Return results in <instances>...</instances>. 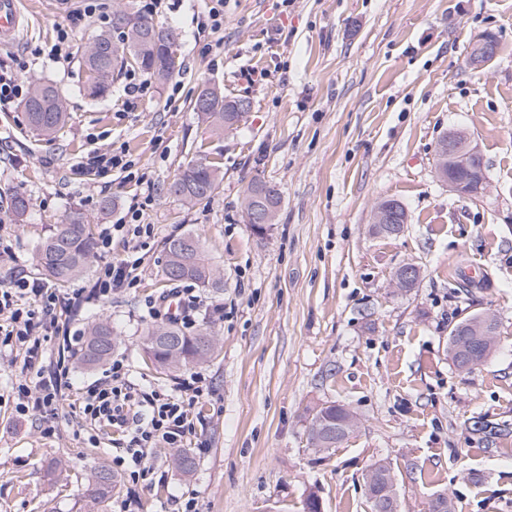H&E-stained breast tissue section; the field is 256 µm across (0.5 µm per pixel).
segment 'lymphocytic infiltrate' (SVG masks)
<instances>
[{
	"instance_id": "f902f5d3",
	"label": "lymphocytic infiltrate",
	"mask_w": 512,
	"mask_h": 512,
	"mask_svg": "<svg viewBox=\"0 0 512 512\" xmlns=\"http://www.w3.org/2000/svg\"><path fill=\"white\" fill-rule=\"evenodd\" d=\"M143 262L138 252L107 261L97 270L90 289L58 294L46 282L16 273L0 283V348L23 351L24 367L13 394L19 413L39 411L43 418L55 417L66 389L70 387V368L65 359L47 362L40 330L58 327L56 309H68L84 296L110 297L112 292L132 287V273ZM200 379L190 376L178 381L175 394L168 395L136 387L122 361H113L105 382L87 388L82 394V415L89 428L107 423L125 428L123 454L117 463L136 478L149 470L150 453L157 445L181 447L192 433L184 393H200ZM140 417L128 423L129 408Z\"/></svg>"
}]
</instances>
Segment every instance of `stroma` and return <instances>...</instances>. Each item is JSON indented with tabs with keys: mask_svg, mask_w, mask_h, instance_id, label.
Wrapping results in <instances>:
<instances>
[{
	"mask_svg": "<svg viewBox=\"0 0 512 512\" xmlns=\"http://www.w3.org/2000/svg\"><path fill=\"white\" fill-rule=\"evenodd\" d=\"M93 17H85L87 2ZM24 0L25 30L0 48V63L23 86L61 89L70 120L52 141L32 131L21 105L0 112V280L39 277L35 247L66 215L79 212L101 232L130 205L153 225L133 287L58 312L60 335L45 337L57 359L63 334L85 341L96 320L118 335L113 359L133 383L172 393L193 373L203 393L190 406L196 459L185 475L171 448L153 449L150 469L131 479L116 458L121 428L87 433L83 388L103 381L110 362L89 367L69 351L73 386L45 432L39 412L19 414L11 398L23 355L0 353V512H88L85 487L97 469L118 483L109 512H303L315 495L322 512H370L366 474L392 471L398 512H429L443 495L453 512H512V0H224V25L210 27L211 0ZM178 35L181 70L129 99L142 72L127 69L110 93L84 95V46L111 29L118 4ZM70 32L66 64L48 60L59 29ZM495 35V55L469 63L472 42ZM250 99L234 129L214 135L191 102L205 86ZM465 129L480 149L487 192H449L435 175V145ZM125 153L131 170L90 179L92 152ZM224 176L195 206L166 187L196 155ZM256 178L282 197L275 224L256 235L243 200ZM30 208L12 211L15 192ZM399 200L409 221L384 238L371 233L373 208ZM196 235L224 290L195 288V321L220 338L208 362L168 372L146 361L141 337L150 307L171 286L164 243ZM420 266L411 290L393 288L403 264ZM480 266L469 293L454 269ZM492 312L496 349L458 371L448 333L466 316ZM334 402L358 420L337 447L317 451L307 430L314 409ZM499 435L473 432L474 421Z\"/></svg>",
	"mask_w": 512,
	"mask_h": 512,
	"instance_id": "1",
	"label": "stroma"
}]
</instances>
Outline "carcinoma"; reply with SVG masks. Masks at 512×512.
Here are the masks:
<instances>
[{
  "mask_svg": "<svg viewBox=\"0 0 512 512\" xmlns=\"http://www.w3.org/2000/svg\"><path fill=\"white\" fill-rule=\"evenodd\" d=\"M155 26L151 18L136 12H126L112 20V31L122 37V47L115 46L111 31H103L95 37L102 46L97 52L88 44L81 56L86 72L85 91L92 99L105 96L110 89L115 72L114 63L119 53L138 57L137 67L150 77L165 81L175 70L167 62L169 49L173 48L177 36L171 28L159 27L162 37L156 41L143 38L144 29ZM241 99H228L216 87L204 88L194 101L193 109L199 118L217 135L223 134L242 117L237 105ZM29 125L41 135L53 138L68 123L70 114L59 90L50 83L35 82L23 103ZM223 179L219 167L205 156L191 159L182 172L168 186L169 194L187 205L210 198ZM281 195H264L252 202L260 210L270 212V221H275ZM408 215L404 205L393 198L380 200L373 212L370 230L382 237L392 236L391 228L407 224ZM93 256V233L91 224L80 212H74L55 225L51 236L41 242L36 250V264L43 275L58 284H65L81 276L88 269ZM164 273L168 281H194L213 292L222 290V278L214 270L199 239L190 233L172 238L166 245ZM495 332L489 331L470 316L457 323L448 334V353L452 363L459 358L467 359L476 366L484 362L495 346ZM116 336L107 322H97L87 331L86 344L80 360L86 365H97L112 354ZM143 350L148 359L159 369L169 370L179 366L202 362L218 351V336L210 325H203L197 332L188 334L176 323L166 322L147 327L142 337ZM350 417L344 407L331 402L324 403L313 414L317 426H309L308 440L318 450L331 449L341 443L345 436L336 435V429ZM116 486L111 471L99 469L86 487V498L90 507L97 509L112 496Z\"/></svg>",
  "mask_w": 512,
  "mask_h": 512,
  "instance_id": "carcinoma-1",
  "label": "carcinoma"
}]
</instances>
